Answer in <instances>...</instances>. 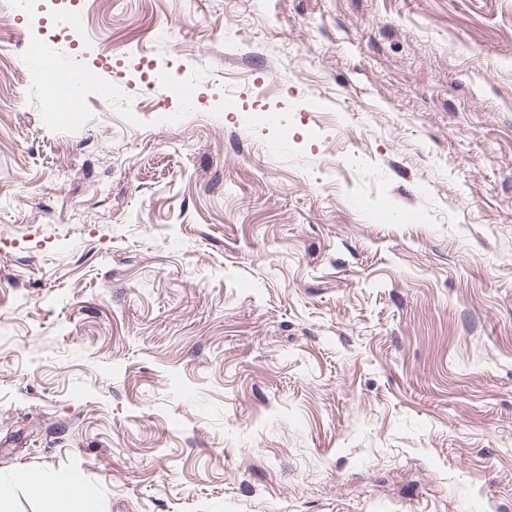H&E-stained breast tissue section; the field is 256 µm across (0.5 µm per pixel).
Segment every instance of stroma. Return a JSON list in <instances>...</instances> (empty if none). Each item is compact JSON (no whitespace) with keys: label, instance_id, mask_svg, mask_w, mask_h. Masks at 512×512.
Wrapping results in <instances>:
<instances>
[{"label":"stroma","instance_id":"1","mask_svg":"<svg viewBox=\"0 0 512 512\" xmlns=\"http://www.w3.org/2000/svg\"><path fill=\"white\" fill-rule=\"evenodd\" d=\"M84 3L0 26V499L512 512V0ZM63 74V71L48 68L45 70L44 77L47 90L55 95L66 111L77 110L78 108V101L74 96V88L78 83L101 82L99 73L93 70H80L76 74H71L70 78L63 76ZM47 509L46 512H95L96 506L82 486L72 482L56 490Z\"/></svg>","mask_w":512,"mask_h":512}]
</instances>
